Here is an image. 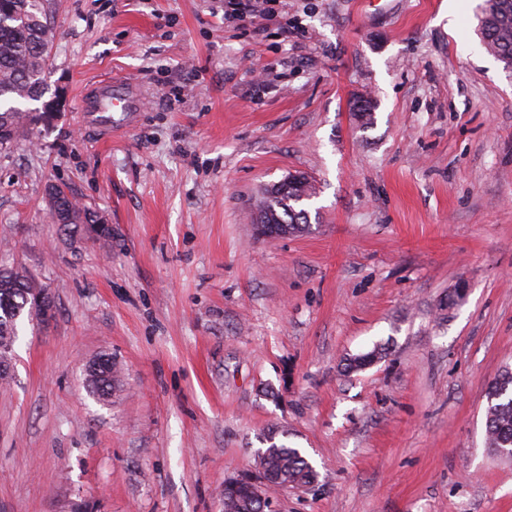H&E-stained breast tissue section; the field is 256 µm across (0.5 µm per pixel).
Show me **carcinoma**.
Listing matches in <instances>:
<instances>
[{
  "label": "carcinoma",
  "mask_w": 512,
  "mask_h": 512,
  "mask_svg": "<svg viewBox=\"0 0 512 512\" xmlns=\"http://www.w3.org/2000/svg\"><path fill=\"white\" fill-rule=\"evenodd\" d=\"M11 9L0 18V101L24 99L41 101L48 93V60L53 38L44 37L48 25L43 0H8ZM479 29L486 51L512 70V0H483L479 7ZM42 108L23 110L17 106L0 107V151L10 149L23 137L35 138L47 125L39 124ZM290 189L265 191L256 206L255 219L268 227L270 237H286L305 230L308 212L302 202L315 194L312 183L303 175H293ZM56 223L72 233L99 223V214L80 207L69 193L54 186L49 191ZM44 287L24 267L0 265V344H12L16 320L23 314L38 318L51 305ZM102 366L85 371L90 393L106 400L119 386V370L112 358H101ZM485 444L496 456L512 459V370L506 369L486 392ZM261 451L255 463L278 487L310 485L318 478L314 466L300 449L274 442ZM229 512H260L258 502L242 488L224 486Z\"/></svg>",
  "instance_id": "1"
}]
</instances>
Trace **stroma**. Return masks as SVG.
I'll use <instances>...</instances> for the list:
<instances>
[{"instance_id": "obj_1", "label": "stroma", "mask_w": 512, "mask_h": 512, "mask_svg": "<svg viewBox=\"0 0 512 512\" xmlns=\"http://www.w3.org/2000/svg\"><path fill=\"white\" fill-rule=\"evenodd\" d=\"M482 2L452 22L448 0H285L258 33L224 0H45L64 107L0 152V258L52 310L0 382V512H223L281 429L319 478L274 512H512L484 444L512 368V72ZM109 75L143 109L106 140L78 103ZM291 174L308 228L257 237ZM51 185L111 238L55 224ZM102 355L106 401L84 380ZM102 366L97 370L85 368V382L90 393L99 400H106L112 396V392L119 386V370L112 363L110 357L98 358Z\"/></svg>"}]
</instances>
